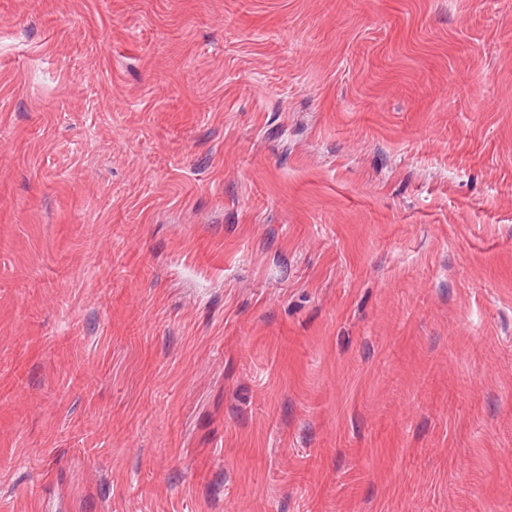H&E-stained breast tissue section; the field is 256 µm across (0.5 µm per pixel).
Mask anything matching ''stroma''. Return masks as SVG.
Instances as JSON below:
<instances>
[{
    "mask_svg": "<svg viewBox=\"0 0 512 512\" xmlns=\"http://www.w3.org/2000/svg\"><path fill=\"white\" fill-rule=\"evenodd\" d=\"M0 512H512V0H0Z\"/></svg>",
    "mask_w": 512,
    "mask_h": 512,
    "instance_id": "1",
    "label": "stroma"
}]
</instances>
